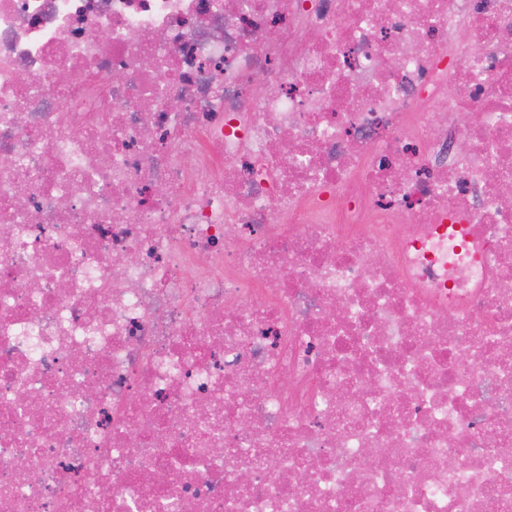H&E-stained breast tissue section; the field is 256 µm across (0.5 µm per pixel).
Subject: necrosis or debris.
Segmentation results:
<instances>
[{
	"mask_svg": "<svg viewBox=\"0 0 512 512\" xmlns=\"http://www.w3.org/2000/svg\"><path fill=\"white\" fill-rule=\"evenodd\" d=\"M0 512H512V0H0Z\"/></svg>",
	"mask_w": 512,
	"mask_h": 512,
	"instance_id": "4bbe7bcc",
	"label": "necrosis or debris"
}]
</instances>
